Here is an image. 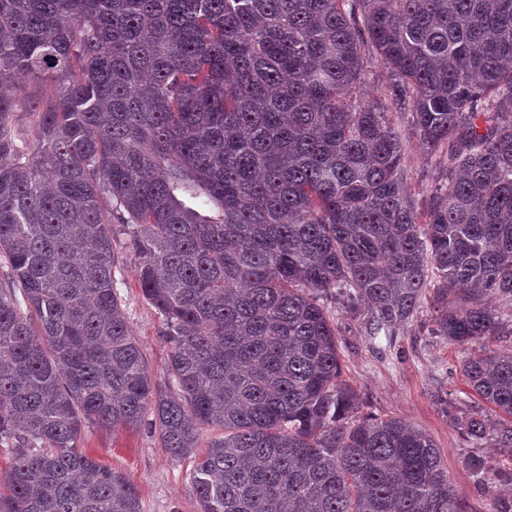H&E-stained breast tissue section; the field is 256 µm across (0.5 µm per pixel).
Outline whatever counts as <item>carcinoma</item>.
<instances>
[{"mask_svg":"<svg viewBox=\"0 0 512 512\" xmlns=\"http://www.w3.org/2000/svg\"><path fill=\"white\" fill-rule=\"evenodd\" d=\"M384 98L354 97L369 57ZM0 512H141L88 426L150 422L200 512H463L431 438L363 412L322 297L392 336L512 326V0H0ZM445 148L419 222L388 110ZM34 117L18 138L17 113ZM168 347L151 376L112 221ZM512 417V351L462 361ZM204 428L222 431L199 449ZM467 436L512 448L476 415ZM467 465L512 512V468Z\"/></svg>","mask_w":512,"mask_h":512,"instance_id":"cac0c4a2","label":"carcinoma"}]
</instances>
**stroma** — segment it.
Masks as SVG:
<instances>
[{
  "instance_id": "1",
  "label": "stroma",
  "mask_w": 512,
  "mask_h": 512,
  "mask_svg": "<svg viewBox=\"0 0 512 512\" xmlns=\"http://www.w3.org/2000/svg\"><path fill=\"white\" fill-rule=\"evenodd\" d=\"M389 122L406 142L404 178L416 212H424L439 177L435 156L411 130V115L393 112ZM114 250L120 263L115 272L127 322L139 340L152 375H162L168 348L160 335L155 309L137 284L138 259L128 248L121 225H113ZM324 307L338 333L342 375L378 418L399 417L434 440L448 467L449 477L462 489L464 512H495V490L477 491L468 470L469 454L481 455L489 465L507 463L512 456L493 439L474 441L463 427L484 404L467 387L460 346L434 336L433 310L422 302L412 320L391 336H369L365 306L351 311L328 299ZM87 455L102 465L123 471L137 487L142 512H199L188 475L192 460H173L149 424L111 431L86 429Z\"/></svg>"
}]
</instances>
